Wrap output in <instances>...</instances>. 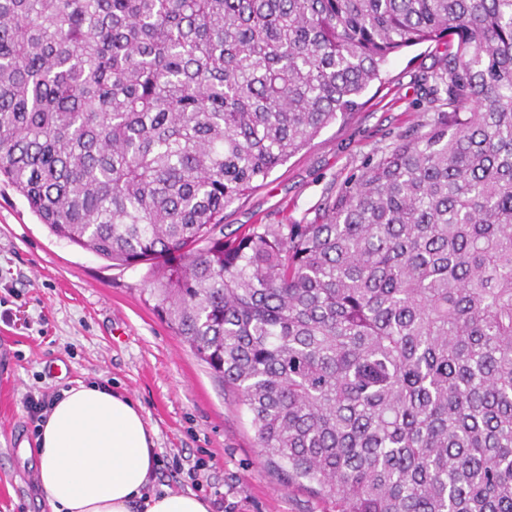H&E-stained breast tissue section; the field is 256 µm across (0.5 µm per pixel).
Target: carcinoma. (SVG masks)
<instances>
[{
	"label": "carcinoma",
	"mask_w": 512,
	"mask_h": 512,
	"mask_svg": "<svg viewBox=\"0 0 512 512\" xmlns=\"http://www.w3.org/2000/svg\"><path fill=\"white\" fill-rule=\"evenodd\" d=\"M441 42L448 111L324 224L224 209ZM0 182L336 512H512V0H0Z\"/></svg>",
	"instance_id": "1"
}]
</instances>
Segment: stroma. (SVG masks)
I'll return each instance as SVG.
<instances>
[{"label": "stroma", "instance_id": "35a3bbf8", "mask_svg": "<svg viewBox=\"0 0 512 512\" xmlns=\"http://www.w3.org/2000/svg\"><path fill=\"white\" fill-rule=\"evenodd\" d=\"M444 48L426 42L391 56L359 107L324 128L247 196L224 211L243 224H320L327 206L401 139L446 111L430 76ZM146 266L112 264L50 234L25 199L0 184V512H50L37 484L36 437L26 394L101 382L139 402L164 464L153 486L191 489L166 461L205 459L211 504L224 512H336L271 470L236 392L145 305Z\"/></svg>", "mask_w": 512, "mask_h": 512}]
</instances>
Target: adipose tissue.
<instances>
[{"label":"adipose tissue","mask_w":512,"mask_h":512,"mask_svg":"<svg viewBox=\"0 0 512 512\" xmlns=\"http://www.w3.org/2000/svg\"><path fill=\"white\" fill-rule=\"evenodd\" d=\"M155 430L104 384L61 391L40 425L37 480L51 512H211L193 492H149Z\"/></svg>","instance_id":"adipose-tissue-1"}]
</instances>
